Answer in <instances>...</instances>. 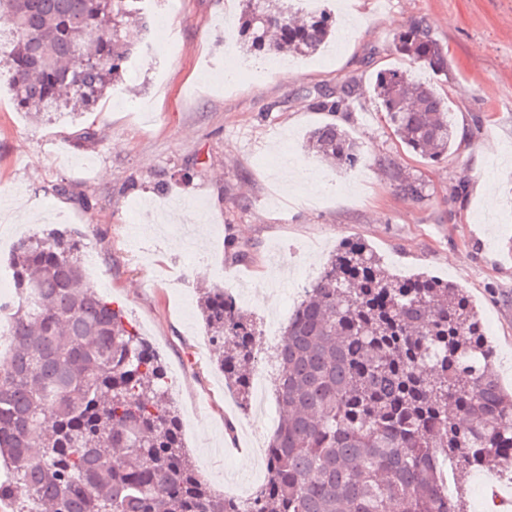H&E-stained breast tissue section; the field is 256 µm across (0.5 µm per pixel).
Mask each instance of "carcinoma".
<instances>
[{"mask_svg":"<svg viewBox=\"0 0 512 512\" xmlns=\"http://www.w3.org/2000/svg\"><path fill=\"white\" fill-rule=\"evenodd\" d=\"M141 0H0L12 33L10 91L30 112L65 97L88 110L123 80L144 29ZM238 39L254 55L314 54L336 18H298L281 0H241ZM395 49L448 75V49L425 18ZM355 89L307 92L338 112ZM373 92L410 150L439 158L455 145L433 84L378 72ZM309 145L352 168L361 149L332 123ZM8 355L0 362V512H464L436 459L492 467L512 478V396L469 295L419 274L398 277L360 240L343 241L288 320L277 346L282 412L266 448L267 479L245 505L211 489L169 404L167 373L122 310L85 284L80 248L65 232L15 248ZM199 310L224 380L244 407L257 362L255 322L222 289Z\"/></svg>","mask_w":512,"mask_h":512,"instance_id":"obj_1","label":"carcinoma"}]
</instances>
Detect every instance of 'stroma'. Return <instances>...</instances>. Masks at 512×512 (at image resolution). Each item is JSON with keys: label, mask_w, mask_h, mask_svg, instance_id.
Returning a JSON list of instances; mask_svg holds the SVG:
<instances>
[{"label": "stroma", "mask_w": 512, "mask_h": 512, "mask_svg": "<svg viewBox=\"0 0 512 512\" xmlns=\"http://www.w3.org/2000/svg\"><path fill=\"white\" fill-rule=\"evenodd\" d=\"M336 43L304 57L268 61L234 38L239 0H160L156 52L91 111L40 117L20 110L0 65V254L46 224L79 236L88 287L123 307L167 367L169 399L205 479L265 473L249 440L279 423L270 401L259 421L240 409L207 334L198 296L246 280L242 310L261 330L259 370L277 375L271 320L287 326L305 289L339 242L358 238L394 273H425L465 288L493 348V369L512 392V0H326ZM426 18L448 48L447 76L410 63L393 38ZM256 70L223 83L226 61ZM408 70L435 84L457 128L448 156L432 161L394 135L373 95L378 71ZM354 84L347 110H316L314 89ZM348 129L364 158L352 169L321 161L309 132ZM290 149L307 180L285 183L269 159ZM424 198L404 195L399 177ZM69 192L57 194L55 184ZM496 188L495 199L479 190ZM462 193H455L456 185ZM206 276L197 279L196 267ZM453 493L466 512H488L491 491L512 482L471 469Z\"/></svg>", "instance_id": "35a3bbf8"}]
</instances>
